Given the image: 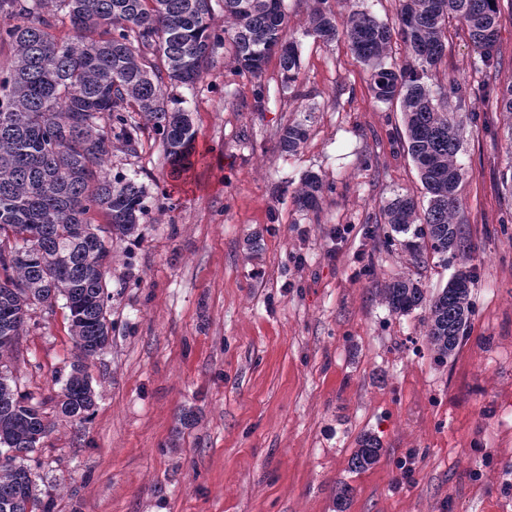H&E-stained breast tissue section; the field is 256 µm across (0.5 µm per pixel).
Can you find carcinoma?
Wrapping results in <instances>:
<instances>
[{
    "mask_svg": "<svg viewBox=\"0 0 512 512\" xmlns=\"http://www.w3.org/2000/svg\"><path fill=\"white\" fill-rule=\"evenodd\" d=\"M497 2L398 0L394 27L365 10L351 12L339 25L329 0H315L306 29L325 43L344 38L370 67L374 97L403 114L402 146L417 167L424 199L398 195L382 206L387 238L405 237L416 267L430 253L451 254L464 265L431 295L409 276L376 289L393 313L428 311L424 339L440 363L467 336L475 275L468 266L471 247L458 227L464 120L448 111V96L460 101L466 88L453 83L449 93L438 95L427 79L445 55L453 19L463 24L485 72L497 68ZM221 3L225 25L217 31L212 0H0V16L9 18L0 24V47L12 50L0 69V447L9 451L7 463H0V512H53L51 501L32 493V471L40 465L33 453L50 424L4 364L24 332L29 306L50 308L63 299L69 310L76 361L59 412L83 424L95 405L85 362L99 355L112 332L105 280L112 248L90 213H100L122 241L147 212L146 188L136 179L102 175L112 144L133 150L149 127L162 140L173 173L194 166L195 129L187 113L166 107L164 87L195 84L222 42L232 45L238 69L255 77L278 53L282 88L296 86L300 54L288 37L283 0ZM66 22L72 35L63 39L55 30ZM399 40L409 57L397 65L389 58ZM484 92L507 117L512 143V85L501 89L487 81ZM307 137L305 121H294L280 130L278 147L294 153ZM326 191L333 187L310 173L294 199L302 209H315ZM382 452L375 437L362 434L350 468L366 469Z\"/></svg>",
    "mask_w": 512,
    "mask_h": 512,
    "instance_id": "cac0c4a2",
    "label": "carcinoma"
}]
</instances>
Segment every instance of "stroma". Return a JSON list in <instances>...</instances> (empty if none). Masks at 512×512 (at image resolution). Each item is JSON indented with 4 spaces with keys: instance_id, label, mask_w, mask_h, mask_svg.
I'll return each mask as SVG.
<instances>
[{
    "instance_id": "stroma-1",
    "label": "stroma",
    "mask_w": 512,
    "mask_h": 512,
    "mask_svg": "<svg viewBox=\"0 0 512 512\" xmlns=\"http://www.w3.org/2000/svg\"><path fill=\"white\" fill-rule=\"evenodd\" d=\"M310 4L283 2L298 93L282 88L278 55L256 79L227 44L195 85L168 89L202 164L171 177L148 129L136 151L112 149L106 172L143 182L148 213L106 274L112 338L88 363L96 406L83 425L56 409L74 360L69 311L30 309L10 365L51 425L34 480L54 512H336L340 482L346 512H512L511 158L480 55L451 21L431 81L460 82L468 95L451 110L478 115L459 153L474 313L440 363L421 339L424 310L390 313L375 289L409 274L435 292L459 261L415 267L387 240L383 202L422 195L401 113L374 99L345 41L305 36ZM499 10L493 77L505 87L512 0ZM302 118L308 140L280 152V129ZM311 172L334 187L316 212L294 202ZM364 433L385 453L354 471Z\"/></svg>"
}]
</instances>
